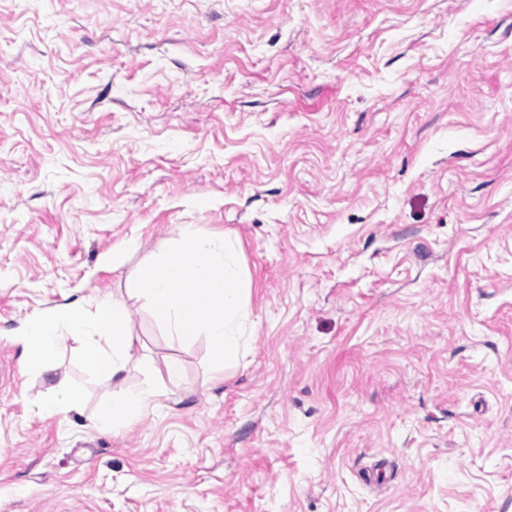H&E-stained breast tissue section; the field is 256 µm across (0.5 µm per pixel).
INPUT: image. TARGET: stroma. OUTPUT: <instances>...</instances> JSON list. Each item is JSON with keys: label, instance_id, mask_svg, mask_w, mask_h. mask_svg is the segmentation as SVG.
I'll return each mask as SVG.
<instances>
[{"label": "stroma", "instance_id": "35a3bbf8", "mask_svg": "<svg viewBox=\"0 0 512 512\" xmlns=\"http://www.w3.org/2000/svg\"><path fill=\"white\" fill-rule=\"evenodd\" d=\"M187 224L246 276L227 368L133 290ZM105 295L123 381L68 334L22 374ZM0 512H512V0H0ZM89 306L59 305L34 315L15 334L16 342L22 347V371H46L64 329L83 338L84 357L94 371L112 378L121 376L135 345L126 310L123 304L108 297L97 298ZM155 378L137 389H126L118 395H113L111 400L104 402L97 413V424L104 431H121L126 428L132 417L141 411H153L158 405L159 398L164 395L162 385L165 380L175 384L180 378V366L175 361H168L164 369L151 366ZM82 401V394L75 388H62L53 393L47 401V412L66 413L77 409Z\"/></svg>", "mask_w": 512, "mask_h": 512}]
</instances>
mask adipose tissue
Wrapping results in <instances>:
<instances>
[{
  "instance_id": "obj_1",
  "label": "adipose tissue",
  "mask_w": 512,
  "mask_h": 512,
  "mask_svg": "<svg viewBox=\"0 0 512 512\" xmlns=\"http://www.w3.org/2000/svg\"><path fill=\"white\" fill-rule=\"evenodd\" d=\"M82 337L84 357L90 367L110 377L125 371L127 358L135 345L126 310L120 302L100 297L91 306L60 305L37 313L22 327L16 341L22 347L21 368L40 373L51 365L61 332ZM155 379L136 389H128L104 402L97 413L100 429L120 431L141 411L154 410L163 395V383L180 378L177 362H166L155 369Z\"/></svg>"
}]
</instances>
